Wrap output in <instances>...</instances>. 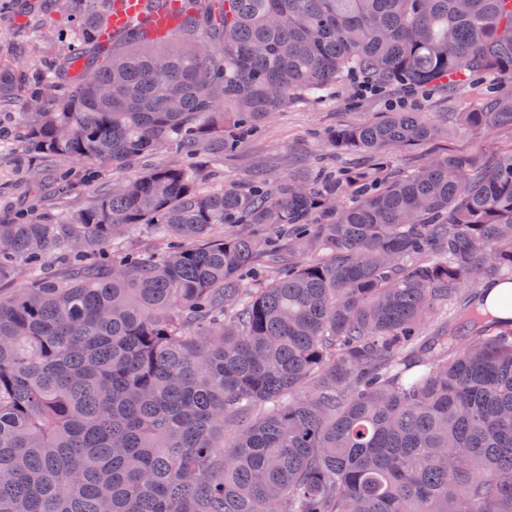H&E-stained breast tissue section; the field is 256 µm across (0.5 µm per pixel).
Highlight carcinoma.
Masks as SVG:
<instances>
[{
    "label": "carcinoma",
    "instance_id": "cac0c4a2",
    "mask_svg": "<svg viewBox=\"0 0 512 512\" xmlns=\"http://www.w3.org/2000/svg\"><path fill=\"white\" fill-rule=\"evenodd\" d=\"M115 0L39 62L52 107L27 156L121 165L232 151L355 74L382 87L512 80V0H179L101 44ZM21 85L0 66V108ZM461 124L512 128V89ZM437 133L389 112L329 133L377 156ZM0 212V512H512V153L443 155L387 184L306 169L204 189L192 162L113 181L78 211ZM139 233L160 250L131 252ZM72 263L59 275L57 261ZM449 309L453 326L428 336ZM480 288L487 292V310L493 316L502 320L512 318V281L485 284Z\"/></svg>",
    "mask_w": 512,
    "mask_h": 512
}]
</instances>
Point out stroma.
Masks as SVG:
<instances>
[{
  "label": "stroma",
  "instance_id": "stroma-1",
  "mask_svg": "<svg viewBox=\"0 0 512 512\" xmlns=\"http://www.w3.org/2000/svg\"><path fill=\"white\" fill-rule=\"evenodd\" d=\"M42 18L50 32L44 39L38 32L23 31L20 12L0 13V60L23 70L30 88L37 81V54L61 53L70 34L69 23L55 13L43 12ZM487 90V84L473 82L431 92L418 89L411 94L394 87L379 95L363 96L350 87H338L327 100L299 103L273 112L257 137L246 140L231 157L225 158L224 178L270 181L313 162L333 168L371 169L375 164L372 154L338 153L327 135L337 128L376 121L397 109L427 113L441 131L423 144L393 152L394 171L416 172L433 156L443 153L501 156L512 150V128H468L457 120L459 113L477 108Z\"/></svg>",
  "mask_w": 512,
  "mask_h": 512
}]
</instances>
